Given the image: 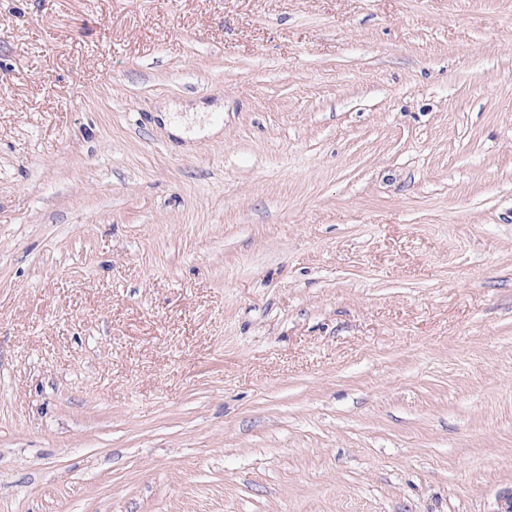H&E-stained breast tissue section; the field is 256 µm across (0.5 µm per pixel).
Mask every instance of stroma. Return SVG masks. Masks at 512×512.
I'll return each instance as SVG.
<instances>
[{"label": "stroma", "mask_w": 512, "mask_h": 512, "mask_svg": "<svg viewBox=\"0 0 512 512\" xmlns=\"http://www.w3.org/2000/svg\"><path fill=\"white\" fill-rule=\"evenodd\" d=\"M510 486L512 0H0V512Z\"/></svg>", "instance_id": "stroma-1"}]
</instances>
